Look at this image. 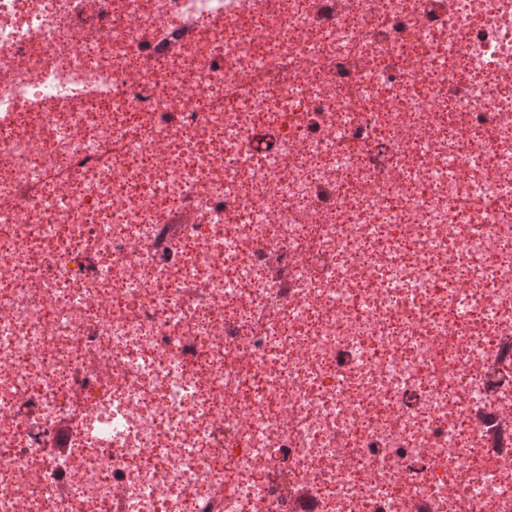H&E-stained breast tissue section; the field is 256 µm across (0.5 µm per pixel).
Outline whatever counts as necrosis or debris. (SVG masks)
<instances>
[{
	"mask_svg": "<svg viewBox=\"0 0 512 512\" xmlns=\"http://www.w3.org/2000/svg\"><path fill=\"white\" fill-rule=\"evenodd\" d=\"M510 70L512 0H0V512H512Z\"/></svg>",
	"mask_w": 512,
	"mask_h": 512,
	"instance_id": "4bbe7bcc",
	"label": "necrosis or debris"
}]
</instances>
